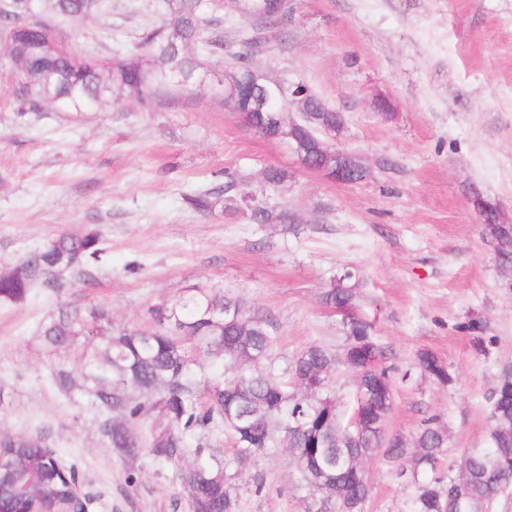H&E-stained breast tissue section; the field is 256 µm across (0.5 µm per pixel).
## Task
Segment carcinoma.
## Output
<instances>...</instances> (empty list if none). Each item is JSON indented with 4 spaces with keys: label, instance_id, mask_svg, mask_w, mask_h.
<instances>
[{
    "label": "carcinoma",
    "instance_id": "1",
    "mask_svg": "<svg viewBox=\"0 0 512 512\" xmlns=\"http://www.w3.org/2000/svg\"><path fill=\"white\" fill-rule=\"evenodd\" d=\"M222 5L223 0H168L159 24L141 38L143 57L135 59L77 58L51 23L52 15L73 20L94 17L103 11L101 0H10L6 13L0 12V24L17 30L5 53L16 68L19 95L29 108L51 104L82 112L128 98L147 103L171 81L175 62L192 74L203 58L221 48L226 54V86L234 87L237 77L253 64L247 55L206 36L219 22L216 12ZM285 20L272 4L257 18L266 29ZM291 91L307 94L322 125L309 126L303 116L288 117L286 97L271 99L263 112L248 110L231 91L228 102L247 127L261 128L267 137L289 145L304 168H335L336 148L324 144L318 132L338 131L341 114L302 84ZM225 201L253 205L256 224L288 223V212L276 213L256 203L246 185L232 175L222 186L186 197V203L201 213H210ZM484 226L495 241L499 265L511 267L512 236L504 231L499 215H487ZM105 255L102 235L96 230L59 233L0 274V303H20L36 287L58 292L66 273L90 286ZM355 299V291L340 281L323 294L324 305L343 315L344 361L358 376L357 398L367 399L369 417L359 430L338 420L330 393L336 356L320 345L302 351L285 369L301 385L322 376L314 401L288 392V381L257 369L238 370L228 379L224 372L214 371L204 378V393L198 392L196 364L186 354L181 337L194 338L200 347L237 366L262 360L272 346L265 321L219 289L157 304L150 309L153 328L117 333L112 332L108 308L66 304L40 326V335L53 350L70 349L82 339L94 343L81 372L72 375L60 369L56 384L64 390L90 391L93 404L106 414L102 433L108 445L128 457H136L143 445L132 426L157 411L169 418L171 426L154 430L149 446L155 456L173 464L185 457L196 433L208 428H229L241 459L270 447L275 434H284L308 483L319 493L314 512H363L370 486L358 464L378 453L398 464L399 476L406 478L411 489L409 512H489L493 500L512 487V390L497 386L491 391L485 445L465 449L460 464L440 469L447 436L437 417L422 420L410 449L402 435L386 434L384 423L393 406L389 368L381 365L387 356L373 340L370 323L357 315ZM468 329L478 333L477 350L485 353L494 344V337L484 335L483 325L472 322ZM417 365L442 385L454 382L448 366L428 350L418 353ZM130 390L138 397L129 396ZM0 456L8 469L39 476L29 488L32 499L50 504L70 494L72 478L49 464L42 440L6 435L0 439ZM231 479L226 463L218 458L196 463L184 477L193 512H235Z\"/></svg>",
    "mask_w": 512,
    "mask_h": 512
}]
</instances>
